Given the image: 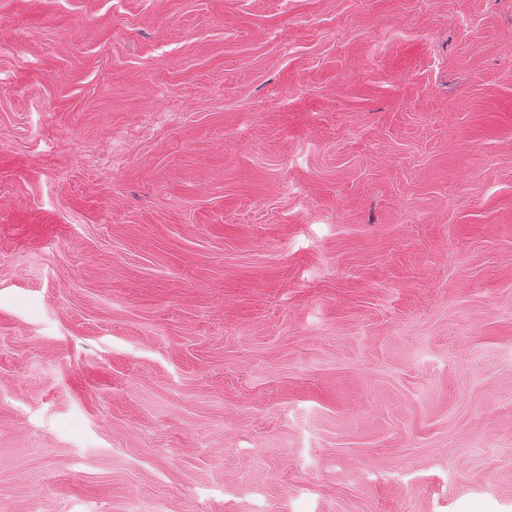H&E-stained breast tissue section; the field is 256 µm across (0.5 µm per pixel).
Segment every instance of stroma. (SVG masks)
Returning <instances> with one entry per match:
<instances>
[{
  "label": "stroma",
  "mask_w": 512,
  "mask_h": 512,
  "mask_svg": "<svg viewBox=\"0 0 512 512\" xmlns=\"http://www.w3.org/2000/svg\"><path fill=\"white\" fill-rule=\"evenodd\" d=\"M0 512H512V0H0Z\"/></svg>",
  "instance_id": "obj_1"
}]
</instances>
